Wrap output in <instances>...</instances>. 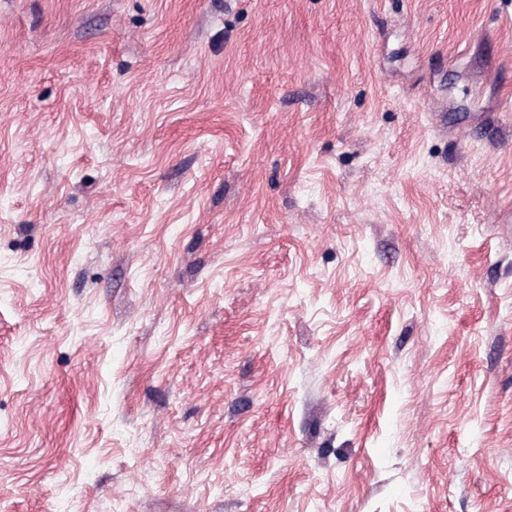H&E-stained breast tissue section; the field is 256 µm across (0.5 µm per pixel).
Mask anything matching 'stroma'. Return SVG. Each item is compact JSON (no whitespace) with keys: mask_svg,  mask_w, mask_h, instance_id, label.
Returning a JSON list of instances; mask_svg holds the SVG:
<instances>
[{"mask_svg":"<svg viewBox=\"0 0 512 512\" xmlns=\"http://www.w3.org/2000/svg\"><path fill=\"white\" fill-rule=\"evenodd\" d=\"M0 512H512V0H0Z\"/></svg>","mask_w":512,"mask_h":512,"instance_id":"obj_1","label":"stroma"}]
</instances>
